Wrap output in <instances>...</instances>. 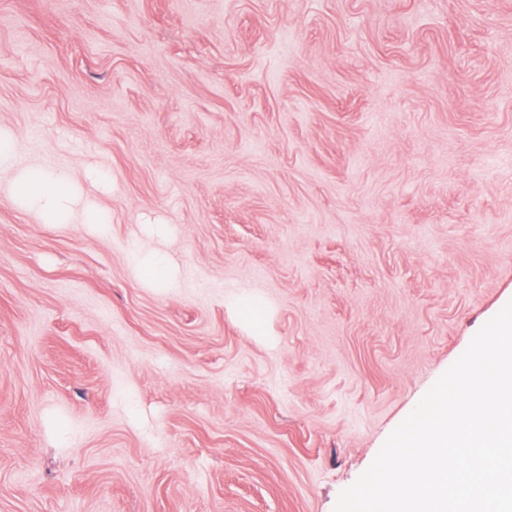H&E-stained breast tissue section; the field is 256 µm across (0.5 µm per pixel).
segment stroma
I'll return each instance as SVG.
<instances>
[{"label": "stroma", "mask_w": 512, "mask_h": 512, "mask_svg": "<svg viewBox=\"0 0 512 512\" xmlns=\"http://www.w3.org/2000/svg\"><path fill=\"white\" fill-rule=\"evenodd\" d=\"M0 127V512H334L512 300V0H0ZM21 142L8 129L0 128V175H9L12 203L44 224H95L105 231L109 213L96 204L77 208L75 179L66 171H53L41 164L18 166ZM131 269L139 279L155 288H170L177 279L176 267L164 253L156 252L142 256L137 251L130 252ZM228 302L242 315L246 322L255 329H260L263 323V312L257 297L248 292L231 294Z\"/></svg>", "instance_id": "1"}]
</instances>
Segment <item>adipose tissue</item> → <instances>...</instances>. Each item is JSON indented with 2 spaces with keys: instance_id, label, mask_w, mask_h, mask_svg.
<instances>
[{
  "instance_id": "obj_1",
  "label": "adipose tissue",
  "mask_w": 512,
  "mask_h": 512,
  "mask_svg": "<svg viewBox=\"0 0 512 512\" xmlns=\"http://www.w3.org/2000/svg\"><path fill=\"white\" fill-rule=\"evenodd\" d=\"M20 150L18 137L0 128V175L8 176L10 199L16 207L45 224H93L107 229L110 215L105 209L95 204L78 206L71 174L38 163L19 165ZM130 265L137 278L155 288L172 287L178 279L175 265L161 252L148 256L131 252Z\"/></svg>"
}]
</instances>
